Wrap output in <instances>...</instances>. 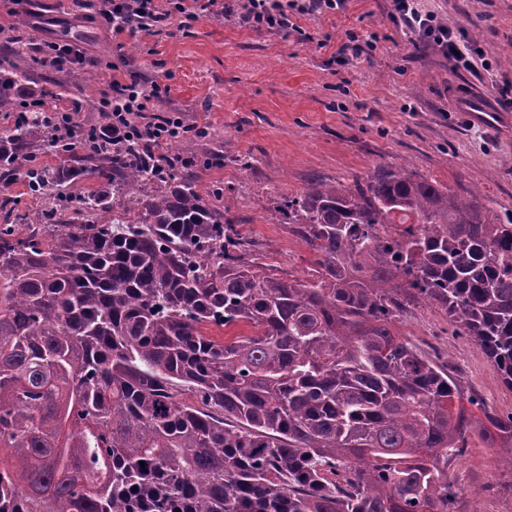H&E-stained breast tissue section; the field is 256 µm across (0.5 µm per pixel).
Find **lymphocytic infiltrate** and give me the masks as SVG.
Instances as JSON below:
<instances>
[{
	"label": "lymphocytic infiltrate",
	"instance_id": "obj_1",
	"mask_svg": "<svg viewBox=\"0 0 512 512\" xmlns=\"http://www.w3.org/2000/svg\"><path fill=\"white\" fill-rule=\"evenodd\" d=\"M346 0H84L89 16L105 21L113 36L154 35L160 22L177 19L186 24L199 20H233L242 27L272 34L297 30V17L324 15L344 10ZM390 21L417 35L452 64L453 70L480 74L489 71L485 49L469 41L458 24L444 21L436 13L419 9L418 0H392ZM36 61L59 70L95 71L101 85L99 110L114 143L139 140L148 149L154 165L170 162L167 145L173 139L205 136L206 128L187 124L182 115L164 109L168 85L136 74L118 78L112 66L89 55L79 44L46 42L38 45ZM39 113L45 126L56 130L68 148L84 151L96 147L95 139L78 130L74 115L47 106L44 98L28 96L20 104L19 119Z\"/></svg>",
	"mask_w": 512,
	"mask_h": 512
}]
</instances>
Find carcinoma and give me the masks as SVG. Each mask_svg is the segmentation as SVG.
<instances>
[{"instance_id": "carcinoma-1", "label": "carcinoma", "mask_w": 512, "mask_h": 512, "mask_svg": "<svg viewBox=\"0 0 512 512\" xmlns=\"http://www.w3.org/2000/svg\"><path fill=\"white\" fill-rule=\"evenodd\" d=\"M26 80L0 69V112ZM53 143L1 132L0 188L102 187L53 224L0 200V512H454L448 458L512 440L396 328L440 308L512 388V219L407 170L313 180L279 211L314 278L280 279L181 163L193 139L162 173L105 135L32 165Z\"/></svg>"}]
</instances>
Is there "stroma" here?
I'll list each match as a JSON object with an SVG mask.
<instances>
[{
    "instance_id": "35a3bbf8",
    "label": "stroma",
    "mask_w": 512,
    "mask_h": 512,
    "mask_svg": "<svg viewBox=\"0 0 512 512\" xmlns=\"http://www.w3.org/2000/svg\"><path fill=\"white\" fill-rule=\"evenodd\" d=\"M19 61L32 93L70 109L85 127L98 125L100 84L77 72L68 89L56 71L34 61L47 40L83 44L103 61L126 57L129 71L168 82L166 109L206 126L196 153L199 188L216 193L224 217L248 244V258L283 278L308 279L314 256L292 236L277 206L315 177L349 182L383 165L407 168L460 193L472 192L500 217L512 215V122H478L475 111L498 109L487 83L452 70L388 19L389 0H348L340 13L305 16L289 37L238 24L201 20L187 31L126 40L116 54L110 32L70 20L73 0H35ZM468 31L493 63V78L512 80V0H419ZM375 45L348 64L336 49L348 33ZM427 357L448 368L466 391L482 395L496 414L512 413L505 387L485 355L443 311L410 307L399 325ZM505 449L469 442L448 461L457 491L455 512H512V468Z\"/></svg>"
}]
</instances>
